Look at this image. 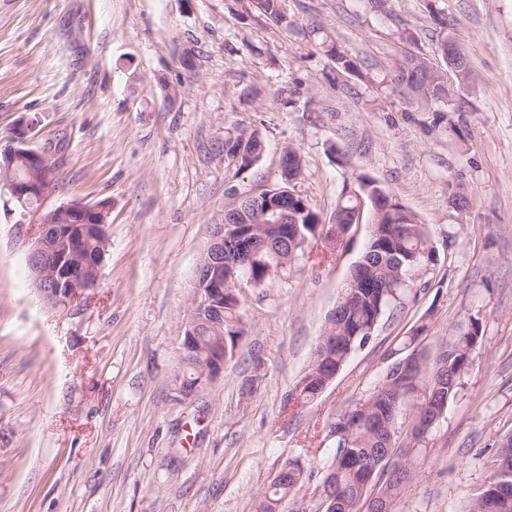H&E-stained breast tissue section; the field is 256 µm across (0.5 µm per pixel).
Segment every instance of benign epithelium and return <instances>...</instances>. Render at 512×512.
Masks as SVG:
<instances>
[{
    "instance_id": "1",
    "label": "benign epithelium",
    "mask_w": 512,
    "mask_h": 512,
    "mask_svg": "<svg viewBox=\"0 0 512 512\" xmlns=\"http://www.w3.org/2000/svg\"><path fill=\"white\" fill-rule=\"evenodd\" d=\"M34 121L20 120L14 145L0 151V187L8 189L12 199L22 208L29 223L36 225L31 239L28 262L34 274L36 289L51 306L69 304L97 286L106 247L108 205L101 201L88 204L74 199L47 209L44 202L52 190L49 153L29 146V133ZM251 208L224 210V221L213 225L211 241L196 268L189 316L181 343L185 358L197 361L199 389L224 374V364L208 365L200 361L203 351L197 336L198 325L214 324L224 318V246L237 249V259L247 264L252 260L248 240L251 219L264 222L277 208H259L258 196H250ZM84 214L95 218L91 224L73 223ZM100 240L102 251L92 254L87 242Z\"/></svg>"
}]
</instances>
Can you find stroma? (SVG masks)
<instances>
[{"mask_svg": "<svg viewBox=\"0 0 512 512\" xmlns=\"http://www.w3.org/2000/svg\"><path fill=\"white\" fill-rule=\"evenodd\" d=\"M0 0V149L21 119L50 149L55 207L104 201L97 287L38 297L34 228L0 191V512H255L285 461L319 470L327 424L376 386L396 340L478 317L483 336L398 512H461L512 432V0ZM469 62L451 103L393 80L400 53ZM333 45L354 63L344 70ZM258 132L237 170L224 136ZM292 183L322 219L343 187L379 181L425 224L438 260L404 309L302 409L288 394L370 236L311 243L245 288L247 334L224 374L183 397L180 349L199 258L236 197ZM468 208L455 207L457 196ZM255 379L245 391L247 379Z\"/></svg>", "mask_w": 512, "mask_h": 512, "instance_id": "stroma-1", "label": "stroma"}]
</instances>
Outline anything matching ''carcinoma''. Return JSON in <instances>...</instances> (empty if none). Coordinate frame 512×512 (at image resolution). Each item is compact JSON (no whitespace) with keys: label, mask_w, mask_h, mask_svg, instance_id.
Returning a JSON list of instances; mask_svg holds the SVG:
<instances>
[{"label":"carcinoma","mask_w":512,"mask_h":512,"mask_svg":"<svg viewBox=\"0 0 512 512\" xmlns=\"http://www.w3.org/2000/svg\"><path fill=\"white\" fill-rule=\"evenodd\" d=\"M395 79L419 101L452 102L454 92L446 74L418 57H401ZM261 152L262 141L256 132L239 130L224 136V154L240 170L253 166ZM367 205L373 222L364 253L343 286V305L328 315L321 356L311 360L301 377L304 384L295 385L298 400L304 403L319 394L321 380L330 369L344 366L370 342L385 315L397 310L407 297L414 275L435 265L436 250L426 225L374 180L354 191L343 189L329 224L298 194L288 198V206L297 213L299 232L263 227L250 238V276L257 287L264 288L312 240L321 236L330 247L340 246ZM242 275L235 258H225L224 287H233ZM241 322L240 307L225 294L224 357L229 360L238 346L235 337L243 335ZM427 331L425 320L403 337L392 350L379 385L329 422L330 428L342 427L336 452L321 475V484L334 488L340 500L334 512H361L374 493L393 512L403 489L418 477L421 459L436 430L429 422L445 414L461 390L480 337V323L471 317L432 342L426 341ZM488 465L487 480L470 496L464 512H486L483 505L490 501L491 512H512V491L500 493L501 488L512 486V433L498 440ZM305 480L301 465L291 464L286 475L270 482L256 512H282V504L296 503V490Z\"/></svg>","instance_id":"cac0c4a2"}]
</instances>
